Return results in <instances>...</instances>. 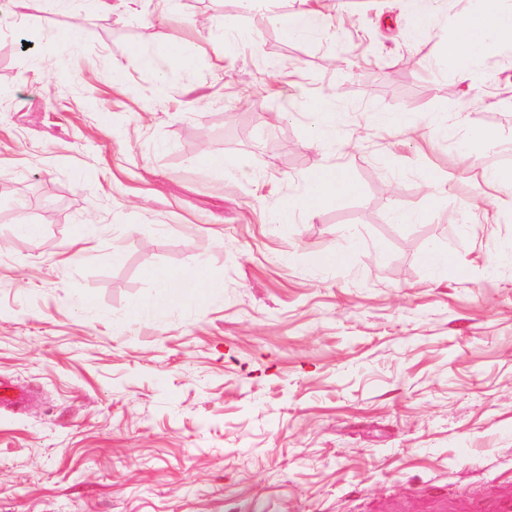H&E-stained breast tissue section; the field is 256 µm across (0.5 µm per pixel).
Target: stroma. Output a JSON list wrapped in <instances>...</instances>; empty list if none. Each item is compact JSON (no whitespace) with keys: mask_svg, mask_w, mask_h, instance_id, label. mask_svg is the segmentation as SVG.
<instances>
[{"mask_svg":"<svg viewBox=\"0 0 512 512\" xmlns=\"http://www.w3.org/2000/svg\"><path fill=\"white\" fill-rule=\"evenodd\" d=\"M474 2L444 0L416 40L404 0H335L331 31L305 38L271 20L304 0H14L0 378L30 401L0 408V512H482L512 486V196L479 176L512 169V63H480L467 86L438 64ZM163 10L178 22L158 25ZM75 25L69 50L58 36ZM161 35L190 69L141 67ZM332 90L335 149L311 142L305 110ZM437 112L455 137L414 136ZM482 127L500 146L462 160L458 139ZM332 164L356 196L270 224ZM431 176L446 207L429 205ZM417 210L424 222L396 223ZM22 217L44 234L16 237ZM353 238L348 266L309 268ZM434 244L455 266L439 283ZM196 261L223 277L218 297L130 313L150 270Z\"/></svg>","mask_w":512,"mask_h":512,"instance_id":"obj_1","label":"stroma"}]
</instances>
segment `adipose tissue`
<instances>
[{"label": "adipose tissue", "instance_id": "obj_1", "mask_svg": "<svg viewBox=\"0 0 512 512\" xmlns=\"http://www.w3.org/2000/svg\"><path fill=\"white\" fill-rule=\"evenodd\" d=\"M273 22L286 35L303 37L321 34L332 26V16L325 7H308L274 16ZM455 32L440 41L439 61L459 81L471 79L475 68L496 54L512 51V0H480L478 8L459 14L454 22ZM309 135L313 142L332 146L336 143V114L330 98L324 94L308 101ZM354 181L346 166L332 165L304 179L299 194L289 197L282 212L295 218L314 211L332 200L346 197ZM217 272L194 262L177 270H162L151 276L157 293H163L164 303L154 296L134 299L130 310L134 315L158 316L178 301L206 300L212 297L210 284Z\"/></svg>", "mask_w": 512, "mask_h": 512}]
</instances>
